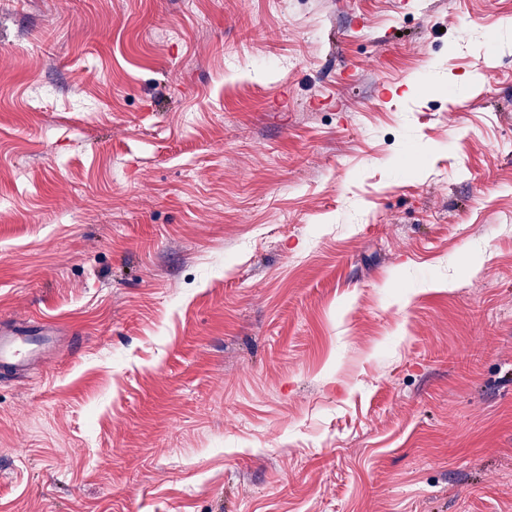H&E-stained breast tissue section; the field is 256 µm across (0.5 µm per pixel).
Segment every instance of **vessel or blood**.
Here are the masks:
<instances>
[{
	"label": "vessel or blood",
	"mask_w": 512,
	"mask_h": 512,
	"mask_svg": "<svg viewBox=\"0 0 512 512\" xmlns=\"http://www.w3.org/2000/svg\"><path fill=\"white\" fill-rule=\"evenodd\" d=\"M54 327L26 320L0 323V367L23 376L55 343Z\"/></svg>",
	"instance_id": "obj_1"
}]
</instances>
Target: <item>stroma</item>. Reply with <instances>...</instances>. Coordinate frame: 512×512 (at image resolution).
<instances>
[{
    "label": "stroma",
    "instance_id": "35a3bbf8",
    "mask_svg": "<svg viewBox=\"0 0 512 512\" xmlns=\"http://www.w3.org/2000/svg\"><path fill=\"white\" fill-rule=\"evenodd\" d=\"M507 16L0 0V512H512ZM51 324L27 320L0 323V367L16 375H26L46 355L56 341Z\"/></svg>",
    "mask_w": 512,
    "mask_h": 512
}]
</instances>
